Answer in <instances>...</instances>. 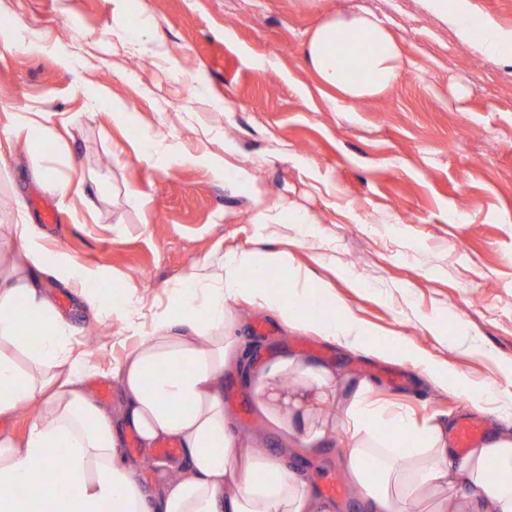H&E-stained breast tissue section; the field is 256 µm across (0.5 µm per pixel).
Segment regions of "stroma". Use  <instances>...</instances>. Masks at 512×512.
I'll return each instance as SVG.
<instances>
[{"mask_svg":"<svg viewBox=\"0 0 512 512\" xmlns=\"http://www.w3.org/2000/svg\"><path fill=\"white\" fill-rule=\"evenodd\" d=\"M363 9L391 25L405 70L384 96L348 102L319 84L303 44L324 15ZM142 10L157 30L141 32L148 52L135 57L119 36ZM0 82V254L16 247L9 226L24 203L48 249L128 283L147 323L214 251L289 248L371 330L475 386L495 382V399L475 409L410 362L239 300L249 370L297 354L368 378L373 398L449 430L466 418L492 433L512 426L498 411L512 404V64L460 43L423 0H0ZM8 102L38 112L54 138L31 147ZM150 135L178 158L160 163ZM223 166L314 224L273 235ZM458 211L465 222H450ZM41 281L52 299L69 296L60 313L95 370L87 392L119 409L110 366L136 336L55 276ZM291 462L320 493L342 469L331 446Z\"/></svg>","mask_w":512,"mask_h":512,"instance_id":"stroma-1","label":"stroma"}]
</instances>
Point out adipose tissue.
<instances>
[{
    "instance_id": "adipose-tissue-1",
    "label": "adipose tissue",
    "mask_w": 512,
    "mask_h": 512,
    "mask_svg": "<svg viewBox=\"0 0 512 512\" xmlns=\"http://www.w3.org/2000/svg\"><path fill=\"white\" fill-rule=\"evenodd\" d=\"M427 3L461 43L512 63V30L490 20L474 25L469 0ZM346 40L369 47L347 69L336 61ZM304 52L322 84L349 102L384 95L403 74L389 24L368 11L330 14ZM13 233L26 268L0 275V418L30 406L37 413L24 439L0 432V512H330L289 460L333 443L369 512H512V430L457 454L436 418L393 411L370 400L369 380L301 357H279L252 379L255 403L281 431V447L263 451L256 439L231 435L224 372L244 360L231 302L260 300L287 326L314 328L349 349L368 340L330 285L303 276L289 251L206 257L144 323L134 306L112 308L104 271L49 252L35 225H14ZM48 270L76 283L92 310L112 313L138 335L112 369L124 392L119 411L86 393L92 368L41 284ZM273 270L291 297L261 290L259 276ZM127 431L147 451L176 441L186 471L149 493L122 452ZM54 448L69 449L66 468H58Z\"/></svg>"
}]
</instances>
